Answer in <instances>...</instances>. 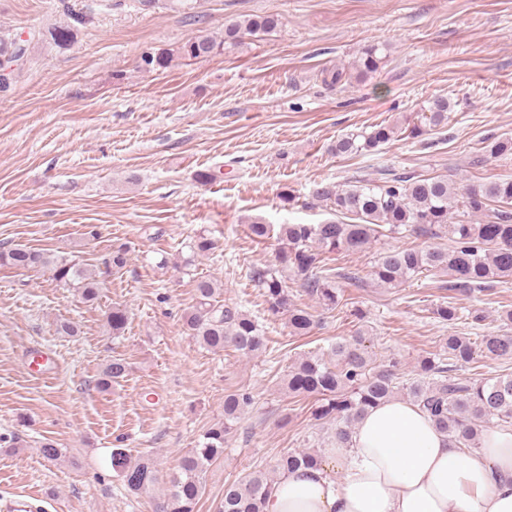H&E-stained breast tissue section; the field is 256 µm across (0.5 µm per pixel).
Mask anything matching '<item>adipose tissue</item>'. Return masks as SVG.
I'll return each instance as SVG.
<instances>
[{
  "mask_svg": "<svg viewBox=\"0 0 512 512\" xmlns=\"http://www.w3.org/2000/svg\"><path fill=\"white\" fill-rule=\"evenodd\" d=\"M264 512H512V429L465 452L417 406L391 399L320 466L281 473Z\"/></svg>",
  "mask_w": 512,
  "mask_h": 512,
  "instance_id": "1",
  "label": "adipose tissue"
}]
</instances>
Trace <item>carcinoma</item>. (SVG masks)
<instances>
[{
    "label": "carcinoma",
    "instance_id": "obj_1",
    "mask_svg": "<svg viewBox=\"0 0 512 512\" xmlns=\"http://www.w3.org/2000/svg\"><path fill=\"white\" fill-rule=\"evenodd\" d=\"M280 25L273 16H254L224 24V35L217 39L197 35L178 48L176 56L197 60L221 54L228 47L242 44L245 36L270 33ZM169 52L146 53L142 67L157 70L168 67ZM382 58L377 48L364 49L352 64L356 78L377 71ZM451 105L445 97L427 102L424 123L405 119L398 125H375L336 140L332 147L338 156L365 154L403 135L421 137L448 125ZM512 156V137L485 142L477 163L502 160ZM312 197L326 203L334 218L320 224H280L276 227L254 220L248 225L250 236L264 242H276L275 265L250 269L251 281L260 288L267 311L285 320L288 334L306 336L315 320L308 308L298 304L288 291L284 272L303 280L304 292L326 310L340 303V278L351 286L360 276L354 272L336 273L331 266L338 252L360 253L372 248L381 238H415L428 242L424 247L394 246L382 250L370 276L385 288H398L424 272L439 271L448 275L450 292L471 294L494 287V283L512 278V178L469 184L459 188L443 176L424 174H384L377 181H362L342 188L332 182L319 183ZM447 239L450 245L440 244ZM190 255L174 263L166 256L158 267L169 264L188 267L195 258L215 249V242L201 230L190 245ZM52 266L53 279L63 288L73 289L87 302L99 296L100 281L86 264L69 258H54L27 247L0 248V266L35 271ZM223 289L218 280L199 276L193 280V304L182 315V327L201 347L217 353L231 347L243 356L266 351L269 338L259 322L235 304L218 300ZM432 314L446 325L465 317L480 326L485 316L470 311L463 315L453 302L442 300L432 307ZM127 322V311L112 307L107 326L113 335L120 334ZM443 352L424 356L416 373L404 378L397 372L398 362L386 364L373 360L365 338L358 334L331 346L328 354L302 357L289 366L286 375L288 393L315 402L313 418L330 420V442L337 448L349 444L355 423L364 413L397 396L429 414L435 428L448 436L456 448H479L486 427L512 426V374H498L474 380L449 375L451 368L469 364L474 356L496 360L512 359V333L488 331L473 342L468 336L450 334ZM129 366L125 359H113L97 381L102 390L125 378ZM252 392L244 387L224 392V419L208 427L195 447L180 458L178 470L158 504L160 512H196L210 466L224 458V447L245 411L252 406ZM40 453L48 461L65 456L67 449L47 439ZM320 452L293 449L281 453L272 469L256 468L244 478L224 485V497L217 512H263L275 482V475L301 466L318 465ZM112 471L129 493L137 497L152 496L158 476L153 458L132 460L123 448L112 450Z\"/></svg>",
    "mask_w": 512,
    "mask_h": 512
}]
</instances>
